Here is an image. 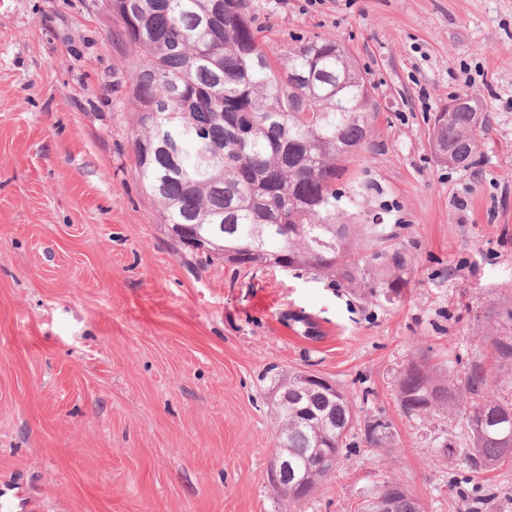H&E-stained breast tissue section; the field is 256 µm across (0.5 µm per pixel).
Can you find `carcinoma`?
<instances>
[{"label": "carcinoma", "instance_id": "cac0c4a2", "mask_svg": "<svg viewBox=\"0 0 512 512\" xmlns=\"http://www.w3.org/2000/svg\"><path fill=\"white\" fill-rule=\"evenodd\" d=\"M128 48L134 107V172L171 235L197 255L237 267L286 268L359 290L364 299L401 298L411 260L395 235L349 223L336 187L368 143L363 74L340 44L299 38L288 50L261 39L249 0H112ZM486 112L460 109L433 121L431 142L469 168L487 128ZM494 359L512 364V310L496 314ZM396 400L421 417L453 409L466 428L463 460L473 471L512 470V401L490 393L474 365L451 381L422 357L400 372ZM349 393L331 395L294 374L279 382L278 441L305 480L281 495L298 504L324 476L309 469L320 448L341 457L354 424ZM392 424L374 415L363 442L390 447ZM381 512H422L419 500L386 482ZM495 489L460 512H483Z\"/></svg>", "mask_w": 512, "mask_h": 512}]
</instances>
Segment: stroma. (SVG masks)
<instances>
[{
    "instance_id": "35a3bbf8",
    "label": "stroma",
    "mask_w": 512,
    "mask_h": 512,
    "mask_svg": "<svg viewBox=\"0 0 512 512\" xmlns=\"http://www.w3.org/2000/svg\"><path fill=\"white\" fill-rule=\"evenodd\" d=\"M266 40L336 39L376 113L339 182L411 257L399 301L277 268L206 260L171 238L134 177L127 47L107 0H0V512H363L383 482L425 512L512 477L470 473L452 413L406 417L409 361L452 379L495 362L512 309V0H250ZM484 103L474 164L443 162L431 122ZM318 375L357 418L301 505L268 480L278 381ZM392 423L369 448L364 423ZM496 324L501 329L495 337L491 338L489 343L493 350L495 362L501 364H512V310L503 314L497 313ZM504 330V331H502ZM392 424L382 415H374L364 426L363 442L371 448H390Z\"/></svg>"
}]
</instances>
